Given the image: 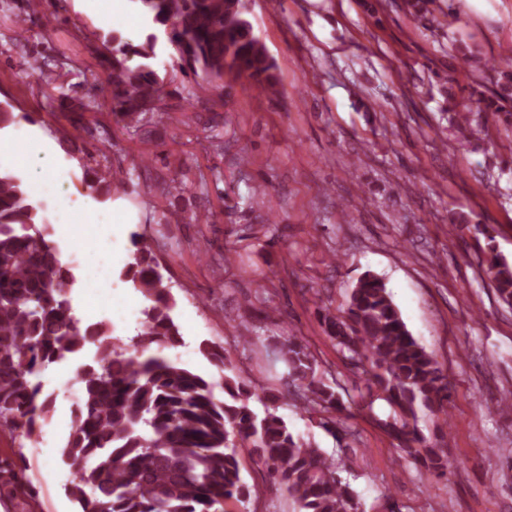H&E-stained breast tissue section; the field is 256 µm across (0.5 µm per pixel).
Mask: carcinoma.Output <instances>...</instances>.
<instances>
[{
  "label": "carcinoma",
  "instance_id": "cac0c4a2",
  "mask_svg": "<svg viewBox=\"0 0 512 512\" xmlns=\"http://www.w3.org/2000/svg\"><path fill=\"white\" fill-rule=\"evenodd\" d=\"M152 23L144 38L133 41L108 34L95 52L102 76L95 88L110 111L127 125L162 109L164 79L156 66L159 44L177 53L179 71L191 73L202 90L222 92L224 77L269 81L275 64L247 19V0H136ZM506 83L489 102L497 111L512 110V58L501 59ZM26 77L38 92L53 96L63 74L48 62L31 58ZM60 105L81 115L97 107L64 93ZM40 117L16 113L0 102V132ZM81 182L97 202L105 203L122 182L120 172L83 166ZM33 196L30 181L0 166V435L19 451L0 457V504L35 498L26 472L22 440L38 437L53 411L40 373L68 355L93 353L77 372L79 398L61 460L73 473L67 495L77 512H236L252 487L244 480L238 449L266 469L274 484L288 492L294 512H360L358 495L339 475V463L313 442L294 433L285 420L250 406L258 395L273 403L280 395L301 400L307 411L323 414L319 425L338 441L354 437L332 416L338 393L318 378L315 360L297 337L285 338L280 359L288 369L284 391L257 392L232 365L228 351L207 339L201 355L218 378L203 376L171 359L181 346L172 284L144 235L131 234V253L120 278L147 300L141 330L126 348L104 322L78 320L70 288L71 267L61 261L58 244ZM484 273L499 299L512 307V264L485 234ZM337 351L364 375L361 408L375 401L389 409L380 426L398 451L428 473L447 474L448 458L438 443L418 429L419 412L450 428L448 376L442 364L410 333L385 282L364 272L351 290L342 315L326 319Z\"/></svg>",
  "mask_w": 512,
  "mask_h": 512
}]
</instances>
